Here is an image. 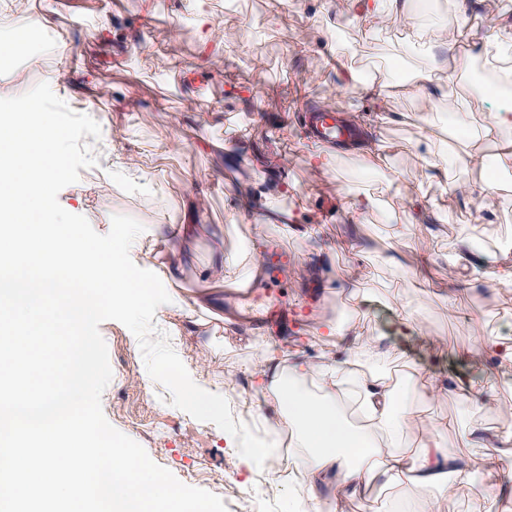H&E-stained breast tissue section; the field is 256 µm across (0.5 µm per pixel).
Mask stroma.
Segmentation results:
<instances>
[{
  "instance_id": "stroma-1",
  "label": "stroma",
  "mask_w": 512,
  "mask_h": 512,
  "mask_svg": "<svg viewBox=\"0 0 512 512\" xmlns=\"http://www.w3.org/2000/svg\"><path fill=\"white\" fill-rule=\"evenodd\" d=\"M411 4L434 24L420 45L404 20L374 28L352 0H240L229 13L224 0H207L224 38L206 45L193 0H156L152 9L145 0H55L52 31L76 55L69 61L50 51L26 57L15 69L12 93L48 83L72 110L99 123L102 138H84L96 166L80 169L79 181L63 188L58 201L101 234L109 232L113 215L139 221L155 257L138 260V267L156 273L172 259L170 227L190 197H202L208 233L184 259L179 282L165 285L169 295L194 304V321L170 315L153 321L172 338L196 385L220 394L229 378L234 401L256 400L253 367L268 335L291 350L346 359L347 350L315 333L346 309L353 335L379 337L390 352L395 384L415 372L436 384L462 376L493 388L497 400L481 421L493 432L512 431V365L483 347L489 337L512 338V282L492 277L512 266V169L497 172V193L488 200L472 191L487 171L468 164L471 153H495L478 132L496 111L512 106V94L487 99L457 65L464 54L480 59L485 12L512 28V0H466L453 22L445 0ZM103 15L111 31H98ZM455 25L467 40L452 38ZM308 71L318 77L319 100L363 117L364 135L377 144L367 168L340 156L322 169L310 165L301 115L311 103L294 92ZM421 76L452 84L469 101L468 128L453 132L441 122L447 106L425 99ZM245 114L255 130H274V138L252 145L239 128ZM118 153L141 160L137 180L115 165ZM356 194L372 196L373 205L351 211L347 201ZM307 225L314 235H305ZM467 231L490 243L480 259L456 252ZM216 236L237 258L240 277L257 264L258 246L287 248L288 272L270 288L294 314H309L310 331L283 335L273 328L264 335L234 325L223 289H207L203 277ZM395 293L409 301L421 327L407 341L397 334ZM99 330L112 368L102 409L113 427L180 481L206 467L197 486L222 498L228 512L259 487L269 512H298L304 493L287 478L295 453L257 467L239 455L230 434L172 406L127 327L108 320ZM419 410L428 420L447 419L442 444L458 447L471 422L463 398L445 392Z\"/></svg>"
}]
</instances>
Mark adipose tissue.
Returning <instances> with one entry per match:
<instances>
[{
	"mask_svg": "<svg viewBox=\"0 0 512 512\" xmlns=\"http://www.w3.org/2000/svg\"><path fill=\"white\" fill-rule=\"evenodd\" d=\"M318 333L346 345L349 359L316 363L301 351L285 354L278 340L268 339L254 367L265 401L288 409V423L297 432V466L306 482L311 512H333V500L318 493L332 479L365 502L368 512H384L377 490L407 479L413 485L414 500L405 512H435L434 490L452 494L470 483L475 459L497 489L487 499L486 512H499V491H512V471L501 468L497 452L512 446V432L488 435L479 426L468 427L463 442L470 454L458 455L440 440L447 421L421 425L418 414L397 405L386 379L374 375V368L387 358L377 337L353 336L329 322ZM312 375L319 380L314 394L301 388ZM351 392L365 415L364 423L353 425L346 418ZM417 427L422 428L423 438L419 450L412 453L405 446V435Z\"/></svg>",
	"mask_w": 512,
	"mask_h": 512,
	"instance_id": "adipose-tissue-1",
	"label": "adipose tissue"
}]
</instances>
